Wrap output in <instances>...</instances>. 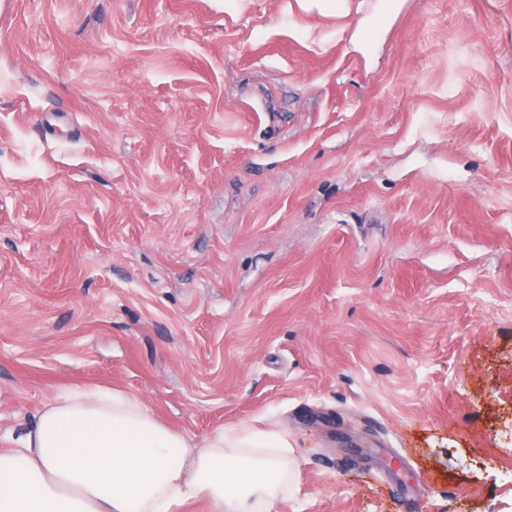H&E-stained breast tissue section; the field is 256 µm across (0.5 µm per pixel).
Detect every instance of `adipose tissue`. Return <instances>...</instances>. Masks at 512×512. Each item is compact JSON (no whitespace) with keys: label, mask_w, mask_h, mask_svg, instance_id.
Here are the masks:
<instances>
[{"label":"adipose tissue","mask_w":512,"mask_h":512,"mask_svg":"<svg viewBox=\"0 0 512 512\" xmlns=\"http://www.w3.org/2000/svg\"><path fill=\"white\" fill-rule=\"evenodd\" d=\"M286 434L250 425L199 439L108 385L56 392L0 448V512H272L297 481Z\"/></svg>","instance_id":"1"}]
</instances>
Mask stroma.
I'll return each mask as SVG.
<instances>
[{
	"label": "stroma",
	"mask_w": 512,
	"mask_h": 512,
	"mask_svg": "<svg viewBox=\"0 0 512 512\" xmlns=\"http://www.w3.org/2000/svg\"><path fill=\"white\" fill-rule=\"evenodd\" d=\"M76 383L512 512V0H0V448Z\"/></svg>",
	"instance_id": "stroma-1"
}]
</instances>
